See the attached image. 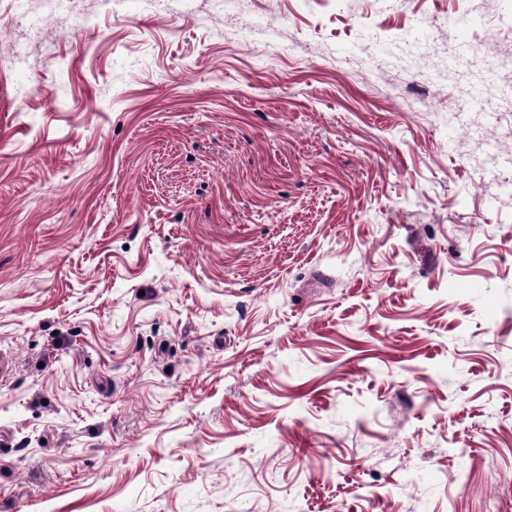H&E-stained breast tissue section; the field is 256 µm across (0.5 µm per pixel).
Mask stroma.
<instances>
[{
	"label": "stroma",
	"mask_w": 512,
	"mask_h": 512,
	"mask_svg": "<svg viewBox=\"0 0 512 512\" xmlns=\"http://www.w3.org/2000/svg\"><path fill=\"white\" fill-rule=\"evenodd\" d=\"M492 70L512 0H0V512H512Z\"/></svg>",
	"instance_id": "35a3bbf8"
}]
</instances>
